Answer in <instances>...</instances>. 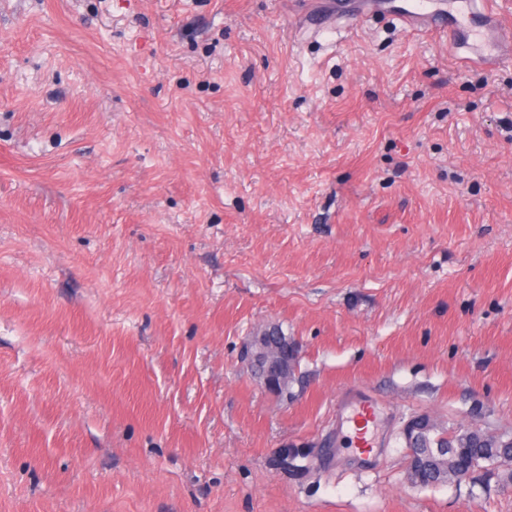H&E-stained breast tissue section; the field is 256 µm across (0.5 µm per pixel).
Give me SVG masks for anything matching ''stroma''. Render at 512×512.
<instances>
[{
	"mask_svg": "<svg viewBox=\"0 0 512 512\" xmlns=\"http://www.w3.org/2000/svg\"><path fill=\"white\" fill-rule=\"evenodd\" d=\"M297 22L0 0V512H512L493 468L411 484L400 435L512 436V62ZM270 325L283 401L239 358ZM342 412L350 410L352 421L357 427L355 435L351 437V445L357 448H370L371 431L376 426L377 407L373 400L366 396H355L339 404ZM324 460L323 448H308L305 450H288L284 448L281 452V462L292 470L302 473L310 471Z\"/></svg>",
	"mask_w": 512,
	"mask_h": 512,
	"instance_id": "1",
	"label": "stroma"
}]
</instances>
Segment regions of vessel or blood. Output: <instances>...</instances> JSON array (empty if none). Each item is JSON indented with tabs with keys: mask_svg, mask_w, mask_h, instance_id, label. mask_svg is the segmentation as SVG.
Returning <instances> with one entry per match:
<instances>
[{
	"mask_svg": "<svg viewBox=\"0 0 512 512\" xmlns=\"http://www.w3.org/2000/svg\"><path fill=\"white\" fill-rule=\"evenodd\" d=\"M333 10L341 19L362 20L374 11L371 0H334ZM391 14L409 31L426 30L447 37L449 44L463 51V64L495 70L504 60L499 38L504 30H512V20L498 12L495 0H469L466 11H452L439 5L428 8L426 0L393 8ZM340 410L351 411L357 427L351 444L370 447V435L376 425L377 407L366 396H355L340 403Z\"/></svg>",
	"mask_w": 512,
	"mask_h": 512,
	"instance_id": "b4317fda",
	"label": "vessel or blood"
}]
</instances>
